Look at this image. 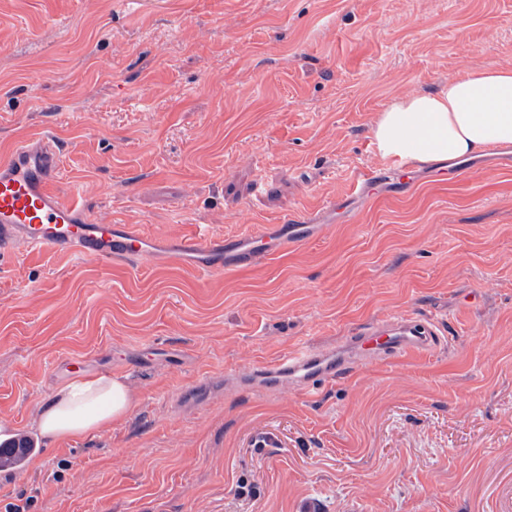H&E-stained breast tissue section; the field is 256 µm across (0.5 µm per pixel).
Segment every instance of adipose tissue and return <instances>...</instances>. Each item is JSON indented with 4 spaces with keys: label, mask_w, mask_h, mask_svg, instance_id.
<instances>
[{
    "label": "adipose tissue",
    "mask_w": 512,
    "mask_h": 512,
    "mask_svg": "<svg viewBox=\"0 0 512 512\" xmlns=\"http://www.w3.org/2000/svg\"><path fill=\"white\" fill-rule=\"evenodd\" d=\"M378 154L425 166L512 144V67L488 66L447 89L395 98L374 122ZM135 396L124 378L81 376L56 388L31 430L48 444L85 438L126 417Z\"/></svg>",
    "instance_id": "adipose-tissue-1"
}]
</instances>
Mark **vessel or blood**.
<instances>
[{
    "label": "vessel or blood",
    "mask_w": 512,
    "mask_h": 512,
    "mask_svg": "<svg viewBox=\"0 0 512 512\" xmlns=\"http://www.w3.org/2000/svg\"><path fill=\"white\" fill-rule=\"evenodd\" d=\"M63 150L49 135L14 145L0 156V260L20 245L51 249L102 263L121 258L137 261L153 256L155 242L129 224L93 218L78 202L63 201L56 189ZM295 220L261 225L238 244L196 233L170 238L167 259L188 263L202 273L228 266H248L274 252H285L301 240ZM435 330L415 318L375 324L354 331L349 353L302 349L278 357L258 371L254 379L287 380L302 390L345 373L353 364L411 356L428 348Z\"/></svg>",
    "instance_id": "1"
}]
</instances>
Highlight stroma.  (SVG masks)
<instances>
[{"label":"stroma","instance_id":"35a3bbf8","mask_svg":"<svg viewBox=\"0 0 512 512\" xmlns=\"http://www.w3.org/2000/svg\"><path fill=\"white\" fill-rule=\"evenodd\" d=\"M493 65H512V0H0V155L53 134L61 195L159 241L138 263L0 264L13 436L70 358L137 398L0 469V512L21 494L28 512H512V145L396 194L372 138L394 97ZM366 169L378 195L349 197ZM286 218L302 244L255 265L165 260L197 227ZM395 316L440 343L309 392L247 382Z\"/></svg>","mask_w":512,"mask_h":512}]
</instances>
